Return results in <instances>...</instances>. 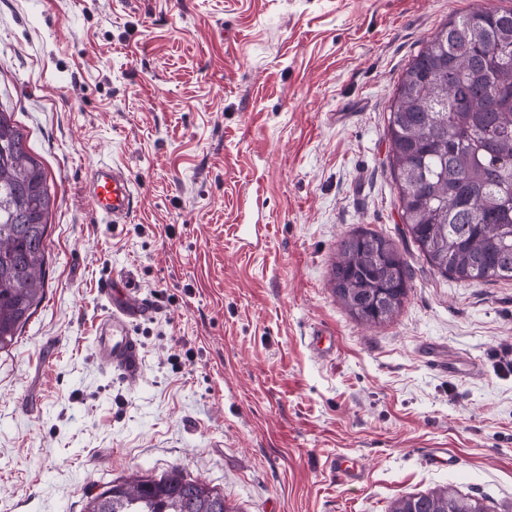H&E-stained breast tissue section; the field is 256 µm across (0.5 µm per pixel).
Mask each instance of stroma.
Instances as JSON below:
<instances>
[{
	"instance_id": "stroma-1",
	"label": "stroma",
	"mask_w": 512,
	"mask_h": 512,
	"mask_svg": "<svg viewBox=\"0 0 512 512\" xmlns=\"http://www.w3.org/2000/svg\"><path fill=\"white\" fill-rule=\"evenodd\" d=\"M477 7L512 0H0V107L53 198L45 298L0 353V512H84L173 467L236 512H388L446 487L512 512V282L433 274L387 161L404 68ZM98 163L132 180L125 223L83 193ZM360 230L414 273L378 326L331 289ZM129 269L155 305L135 377L93 348Z\"/></svg>"
}]
</instances>
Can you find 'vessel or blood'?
Returning a JSON list of instances; mask_svg holds the SVG:
<instances>
[{
    "instance_id": "vessel-or-blood-1",
    "label": "vessel or blood",
    "mask_w": 512,
    "mask_h": 512,
    "mask_svg": "<svg viewBox=\"0 0 512 512\" xmlns=\"http://www.w3.org/2000/svg\"><path fill=\"white\" fill-rule=\"evenodd\" d=\"M96 213L110 222L126 221L134 201L133 184L119 168L96 166L84 186ZM104 294L109 303L108 314L100 321L94 350L102 364L114 367L129 376L138 375L141 368L140 347L130 326L146 316L150 303L142 299L133 273H124L119 282L108 285Z\"/></svg>"
}]
</instances>
